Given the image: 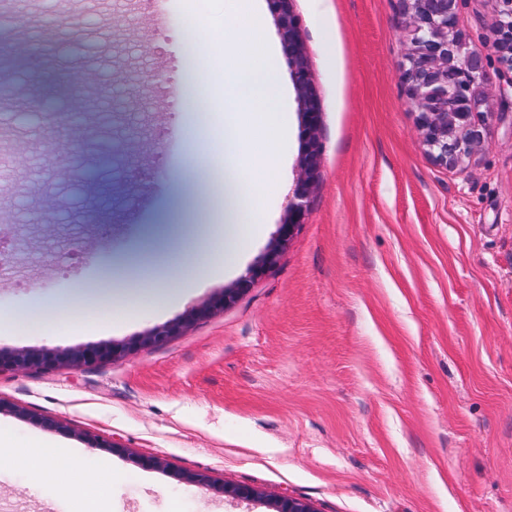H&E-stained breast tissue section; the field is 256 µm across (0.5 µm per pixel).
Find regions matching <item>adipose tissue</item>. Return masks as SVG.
Returning a JSON list of instances; mask_svg holds the SVG:
<instances>
[{
    "instance_id": "1",
    "label": "adipose tissue",
    "mask_w": 512,
    "mask_h": 512,
    "mask_svg": "<svg viewBox=\"0 0 512 512\" xmlns=\"http://www.w3.org/2000/svg\"><path fill=\"white\" fill-rule=\"evenodd\" d=\"M263 16L258 0H225L224 17L218 26L203 33H192L200 58L223 56L227 40L251 49V56L237 63L229 71L224 83V125H239L241 117H248L263 136L279 137L284 133L280 109L286 103V94L275 69L276 49L262 34ZM242 142L234 136L224 138L219 155L193 158L189 178L185 184L188 194L206 193L224 201V232L215 237L212 251L219 262L199 263L192 245L177 243L166 265L145 268L129 289V301L115 307L114 320L132 317L135 309L153 307L163 309L167 290L176 294L190 292L199 277L224 273L234 268L244 243L246 225L256 223L258 212L255 201L260 196L265 173L277 165L276 153L262 151L253 155L250 168H243L238 157L243 153ZM100 290L84 285L76 288L68 298H43L21 316L10 318L11 327L20 331H44L84 317L94 320L99 309ZM67 455L71 463L81 464L78 450L62 449L57 444L35 442L24 450L10 446L9 434L0 428V469H21L37 481L54 488L60 497L87 502L91 493L103 485H117L123 480L121 473L110 466L83 467L80 482L62 478L55 466L58 455Z\"/></svg>"
}]
</instances>
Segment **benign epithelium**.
<instances>
[{"instance_id": "1", "label": "benign epithelium", "mask_w": 512, "mask_h": 512, "mask_svg": "<svg viewBox=\"0 0 512 512\" xmlns=\"http://www.w3.org/2000/svg\"><path fill=\"white\" fill-rule=\"evenodd\" d=\"M274 17L283 52L290 67L301 114V156L292 195L287 199L285 218L279 225L272 246L262 264L251 268L231 288L192 307L172 323L148 331L140 342L159 345L189 322L206 317L233 302L249 289L265 267L276 262L278 248L285 244L295 226L304 222L306 200L316 187L319 166V126L322 105L313 86V75L300 38V20L292 0H267ZM406 15L407 48L401 65V82L418 112V125L429 153L441 165L454 167L469 156L480 143L482 134L473 122L479 106L476 84L482 77L483 53L471 50L459 29L458 0H402ZM492 4L491 48L502 69L512 74V0H490ZM47 127L58 136L53 141L49 164H58L64 148L61 142L69 128L70 114L48 112ZM129 351L121 343L88 344L76 350L19 349L0 351V371L27 368L51 369L59 365L92 366L112 362ZM215 491L233 499L258 500L255 489L243 485H221ZM274 512H316L307 502L280 497Z\"/></svg>"}]
</instances>
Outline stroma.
I'll list each match as a JSON object with an SVG mask.
<instances>
[{"mask_svg": "<svg viewBox=\"0 0 512 512\" xmlns=\"http://www.w3.org/2000/svg\"><path fill=\"white\" fill-rule=\"evenodd\" d=\"M224 0H27L11 20L14 63L0 82L17 98L46 87L44 107L76 113L67 159L48 175L41 109L0 110V310L101 289L97 323L43 333L0 331V350L127 343L179 319L234 284L264 257L284 216L301 151L297 94L288 60V134L281 164L258 199L248 250L235 270L195 289L165 312L138 309L114 326L108 270L144 254L164 259L174 238L206 255L218 223L174 215L190 156L220 143L224 111L198 123L188 106L202 89L223 90L219 62L193 66L190 21L217 25ZM323 104L321 167L276 264L224 310L165 344L94 368L0 372V413L10 444L37 438L87 450L123 481L98 489L99 512H273L289 495L316 512H512V100L486 44L489 0H460L469 48L485 52L475 113L483 144L455 168L424 145L400 80L406 46L399 0H293ZM166 71L178 95L130 97L148 69ZM199 124L187 142L185 129ZM162 135L160 156L126 172V145ZM49 178L51 194L33 188ZM60 202L58 220L33 224L30 209ZM98 206L102 222L79 223ZM59 421L56 429L37 424ZM113 437L115 452L85 433ZM166 459V470L141 459ZM264 493L238 502L188 483ZM71 503L22 470L0 472V512H70Z\"/></svg>", "mask_w": 512, "mask_h": 512, "instance_id": "1", "label": "stroma"}]
</instances>
